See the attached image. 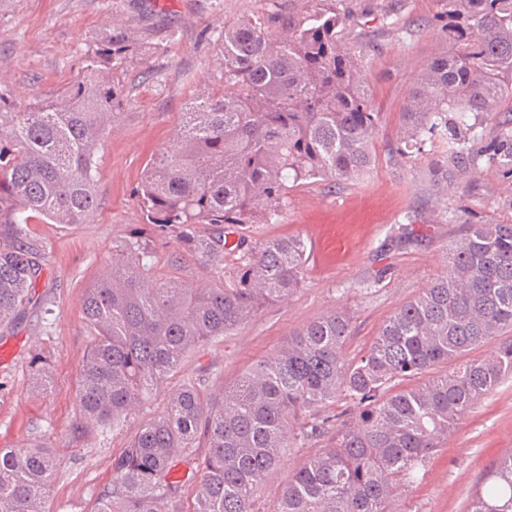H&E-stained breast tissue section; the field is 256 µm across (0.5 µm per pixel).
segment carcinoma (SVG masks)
Returning a JSON list of instances; mask_svg holds the SVG:
<instances>
[{"label":"carcinoma","instance_id":"cac0c4a2","mask_svg":"<svg viewBox=\"0 0 512 512\" xmlns=\"http://www.w3.org/2000/svg\"><path fill=\"white\" fill-rule=\"evenodd\" d=\"M435 2L447 19L446 49L413 87L401 151L430 144L441 178L472 189L486 165L512 178V119L497 122L487 141L479 132L512 99L503 81L512 75V0ZM349 18L345 0H332L288 18L276 38L260 18L224 27V94L184 113L137 190L147 222L176 233L219 285L158 280L146 245L112 247V274L83 299L92 343L77 402L88 423L121 424L191 349L301 287L304 239L254 244L239 229L277 223L290 183H354L374 164L378 117L362 51L346 44ZM132 48L127 29L114 27L83 80L23 111L0 93L1 325L29 300L39 273L24 225L81 224L96 208L95 157L119 106L102 72ZM447 262L448 273L397 309L358 356L345 352L349 316L331 312L219 394L193 385L172 393L112 462L98 512H169L183 487L171 476L174 457L201 446L194 512H254L257 488L288 439L326 434V448L292 476L271 512H398V497L457 422L512 376L510 342L412 383L512 329V224L467 225ZM340 394L346 408L323 413ZM54 474L42 443L0 448V512H46ZM468 512H512V454L496 463Z\"/></svg>","mask_w":512,"mask_h":512}]
</instances>
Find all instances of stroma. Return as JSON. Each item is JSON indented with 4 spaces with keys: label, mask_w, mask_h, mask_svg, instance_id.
<instances>
[{
    "label": "stroma",
    "mask_w": 512,
    "mask_h": 512,
    "mask_svg": "<svg viewBox=\"0 0 512 512\" xmlns=\"http://www.w3.org/2000/svg\"><path fill=\"white\" fill-rule=\"evenodd\" d=\"M366 13L358 29L365 46L371 102L379 114L376 162L356 183L307 181L288 191L276 224H254V242L298 236L310 250L302 287L259 309L233 334L192 349L147 401L120 426L82 425L76 394L92 336L82 314L86 289L111 271L113 244L137 239L156 254V275L214 285L211 269L181 256L175 235L155 231L136 188L188 104L224 89L219 64L227 25L269 19L280 35L309 0H0V88L25 106L82 80L113 25L136 45L109 77L121 97L120 116L97 159V208L83 224L37 219L26 239L39 254L31 299L14 322L0 325V448L50 445L57 467L46 512H97L112 482V462L169 395L189 384L213 393L231 385L290 336L331 311L350 316L348 356L367 347L383 323L447 270L446 250L465 232L467 217L512 222L501 204L505 186L494 169L481 185L439 182L431 150L399 154L403 112L424 66L444 46L446 20L435 0H349ZM50 373L37 391L34 356ZM326 438L285 449L255 501L268 512L290 477L325 447ZM512 454V378L501 381L430 457L399 501L400 512H466L489 472Z\"/></svg>",
    "instance_id": "35a3bbf8"
}]
</instances>
